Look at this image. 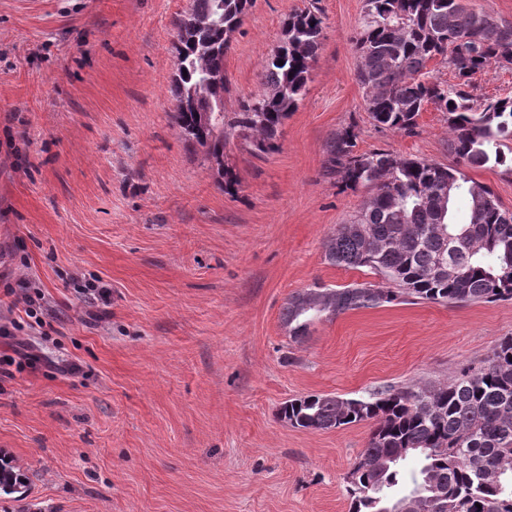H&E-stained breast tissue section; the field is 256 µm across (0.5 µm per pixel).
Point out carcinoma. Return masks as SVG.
Returning <instances> with one entry per match:
<instances>
[{"instance_id": "1", "label": "carcinoma", "mask_w": 512, "mask_h": 512, "mask_svg": "<svg viewBox=\"0 0 512 512\" xmlns=\"http://www.w3.org/2000/svg\"><path fill=\"white\" fill-rule=\"evenodd\" d=\"M252 3L191 0L188 16L176 23L173 126L205 149L227 187L235 183L224 170L228 132H238L256 155L276 152L323 39L320 8L312 4L289 15L288 46L262 64L268 92L226 115L225 33L241 25ZM356 47L357 79L375 124L410 136L432 104L447 117L453 163L358 153L354 123L332 136L327 174L371 194L352 223L328 239L325 258L335 266L366 267L387 286L366 282L291 295L282 322L295 342L323 317L405 299L456 306L512 300V220L504 218L507 210L492 189L466 174L512 165L503 150L512 141V97L478 105L471 94L475 77L491 65H512V22L477 13L463 0H366ZM432 61L447 65L454 82L430 75ZM441 254L448 255L446 274L435 272ZM279 414L311 432L372 424L345 477L350 512H403L418 495L421 512H512V336L444 384L388 387L359 398L311 394L286 401ZM408 459L419 465L409 481L402 471ZM27 484L20 468L0 458V494Z\"/></svg>"}]
</instances>
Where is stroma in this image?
Wrapping results in <instances>:
<instances>
[{"mask_svg": "<svg viewBox=\"0 0 512 512\" xmlns=\"http://www.w3.org/2000/svg\"><path fill=\"white\" fill-rule=\"evenodd\" d=\"M307 3L254 0L224 58L225 112L262 97V62ZM190 6L0 0V304L38 356L0 382V451L30 479L0 512H348L369 425L299 430L280 405L443 383L512 336V301L396 302L290 339V295L378 280L325 258L370 194L325 175L329 139L353 122L357 152L447 165L446 117L426 107L412 136L375 126L357 80L365 0H319L324 38L279 150L232 136L216 165L170 117ZM9 288L39 290L52 330Z\"/></svg>", "mask_w": 512, "mask_h": 512, "instance_id": "stroma-1", "label": "stroma"}]
</instances>
